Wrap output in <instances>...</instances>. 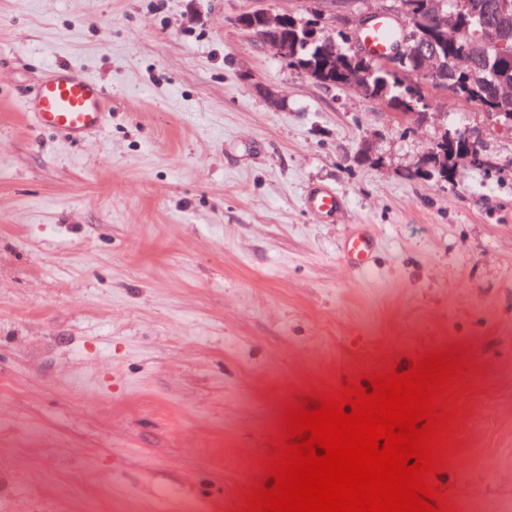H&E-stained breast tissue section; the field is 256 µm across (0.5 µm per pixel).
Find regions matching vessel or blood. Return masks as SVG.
<instances>
[{
    "mask_svg": "<svg viewBox=\"0 0 512 512\" xmlns=\"http://www.w3.org/2000/svg\"><path fill=\"white\" fill-rule=\"evenodd\" d=\"M390 29V20L380 17L363 33L362 40L373 57H383L390 51ZM24 109L36 127L77 138L103 126L108 94L93 77L65 67L51 71L40 81ZM307 203L315 212L329 215L340 208L341 198L328 190H315L309 192ZM343 256L354 268L367 267L371 258L368 238L362 234L350 238Z\"/></svg>",
    "mask_w": 512,
    "mask_h": 512,
    "instance_id": "b4317fda",
    "label": "vessel or blood"
}]
</instances>
